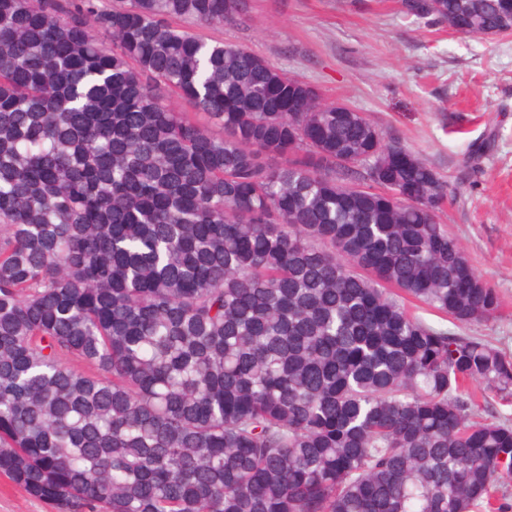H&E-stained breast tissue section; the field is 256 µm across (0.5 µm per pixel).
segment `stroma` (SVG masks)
Segmentation results:
<instances>
[{
    "instance_id": "35a3bbf8",
    "label": "stroma",
    "mask_w": 512,
    "mask_h": 512,
    "mask_svg": "<svg viewBox=\"0 0 512 512\" xmlns=\"http://www.w3.org/2000/svg\"><path fill=\"white\" fill-rule=\"evenodd\" d=\"M240 20L204 29L367 116L436 169L451 197L440 215L500 299L493 319L461 324L422 303L428 324L512 357V36L453 33L395 0H242ZM278 38L268 39L264 29ZM0 512H60L0 474Z\"/></svg>"
}]
</instances>
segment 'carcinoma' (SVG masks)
Returning <instances> with one entry per match:
<instances>
[{"mask_svg": "<svg viewBox=\"0 0 512 512\" xmlns=\"http://www.w3.org/2000/svg\"><path fill=\"white\" fill-rule=\"evenodd\" d=\"M100 2L0 0V472L63 512L494 508L512 427L469 386L512 399V357L404 305L499 309L439 173L197 33L240 0ZM476 398L472 403L473 417L478 420L512 425V400L506 402L484 384H474L470 388Z\"/></svg>", "mask_w": 512, "mask_h": 512, "instance_id": "obj_1", "label": "carcinoma"}]
</instances>
